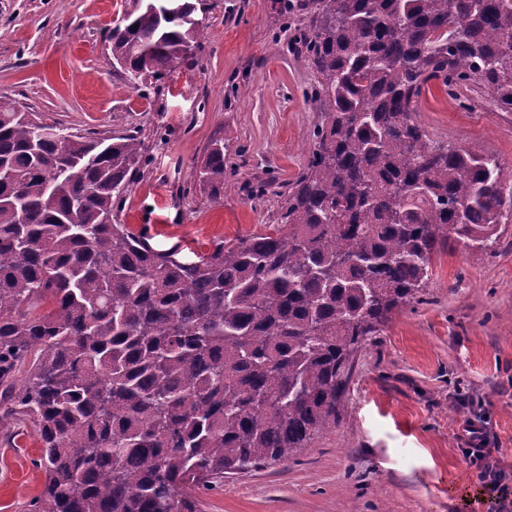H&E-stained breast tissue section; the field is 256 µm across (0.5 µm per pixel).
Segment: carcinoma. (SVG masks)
<instances>
[{"label": "carcinoma", "instance_id": "1", "mask_svg": "<svg viewBox=\"0 0 512 512\" xmlns=\"http://www.w3.org/2000/svg\"><path fill=\"white\" fill-rule=\"evenodd\" d=\"M311 3L294 39L322 114L308 164L271 231L193 260L115 218L138 136L75 135L0 97V424L40 440L29 512H199L214 480L336 424L355 354L447 240L495 254L512 164L430 137L417 112L433 83L512 112V0ZM180 4L134 0L110 31L133 84L201 47L205 18ZM224 149L197 173L215 195Z\"/></svg>", "mask_w": 512, "mask_h": 512}]
</instances>
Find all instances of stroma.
<instances>
[{
  "label": "stroma",
  "instance_id": "35a3bbf8",
  "mask_svg": "<svg viewBox=\"0 0 512 512\" xmlns=\"http://www.w3.org/2000/svg\"><path fill=\"white\" fill-rule=\"evenodd\" d=\"M300 0H198L207 38L192 60L132 85L110 66L109 32L133 0H0V96L74 134H139L144 162L118 220L185 258L266 233L277 187L306 167L321 114L314 76L292 43L308 29ZM418 116L454 146L512 164V112L479 87L431 85ZM229 143L224 191L196 171L215 135ZM266 193H252L257 182ZM484 419L512 477V222L495 255L449 240L416 299L356 354L340 420L280 464L199 495L201 512H512L460 451L466 418ZM30 424L0 429V512H27L43 489Z\"/></svg>",
  "mask_w": 512,
  "mask_h": 512
}]
</instances>
